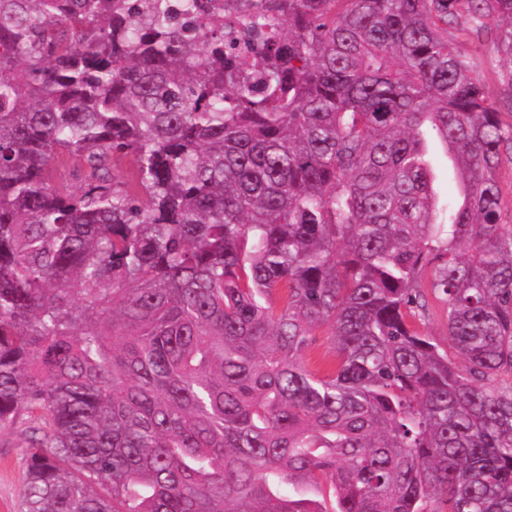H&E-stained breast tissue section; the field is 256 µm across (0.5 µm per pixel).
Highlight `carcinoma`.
Listing matches in <instances>:
<instances>
[{
    "label": "carcinoma",
    "instance_id": "1",
    "mask_svg": "<svg viewBox=\"0 0 512 512\" xmlns=\"http://www.w3.org/2000/svg\"><path fill=\"white\" fill-rule=\"evenodd\" d=\"M196 12L0 0L25 512H512V123L466 50L512 59V0H240L190 34ZM72 157L78 189L52 185ZM499 177L503 191L500 222L507 227H512V160L510 158L503 157ZM425 328L437 342L441 344L446 343V318L443 312V306L440 302L435 300L433 301V308L429 319L425 322Z\"/></svg>",
    "mask_w": 512,
    "mask_h": 512
}]
</instances>
